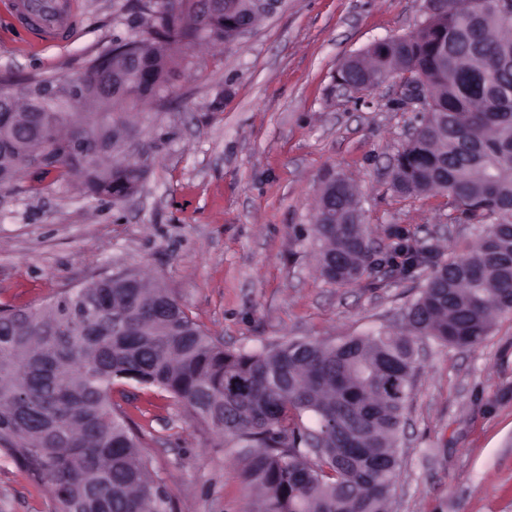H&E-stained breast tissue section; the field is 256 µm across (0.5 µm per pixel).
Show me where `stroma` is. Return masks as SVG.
Wrapping results in <instances>:
<instances>
[{
	"mask_svg": "<svg viewBox=\"0 0 512 512\" xmlns=\"http://www.w3.org/2000/svg\"><path fill=\"white\" fill-rule=\"evenodd\" d=\"M63 43L30 39L0 0V87L80 75L115 41L142 35V0H78ZM424 0H282L245 35L188 50L162 96L139 106L132 151H147L139 190L114 201L81 179L26 172L0 190V306L26 308L106 274L165 282L225 347L324 341L385 331L419 295L428 268L377 267L362 285L326 281L312 234L325 182L344 176L377 258L399 238L461 252L481 227L451 221L448 196L399 197L391 163L416 115L388 78L342 96L336 74L372 43L417 29ZM400 435L391 512H512V313L478 346L419 342ZM112 404L134 428L169 512H248L236 448L218 445L178 399L125 380ZM0 512H53L46 490L0 456Z\"/></svg>",
	"mask_w": 512,
	"mask_h": 512,
	"instance_id": "obj_1",
	"label": "stroma"
}]
</instances>
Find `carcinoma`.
Here are the masks:
<instances>
[{
	"instance_id": "cac0c4a2",
	"label": "carcinoma",
	"mask_w": 512,
	"mask_h": 512,
	"mask_svg": "<svg viewBox=\"0 0 512 512\" xmlns=\"http://www.w3.org/2000/svg\"><path fill=\"white\" fill-rule=\"evenodd\" d=\"M140 39L139 70L106 111L58 112L39 181L80 176L94 194L135 193L147 172L136 162L66 153L72 125L119 141L132 131L130 104L164 90L185 50L197 43L195 0H166ZM474 0H437L426 26L384 51L342 66L340 76L371 91L387 70L430 86L434 122L403 147L392 179L402 197L448 193L456 209L484 225L477 242L448 259L407 246L395 272L431 269L400 324L334 342L287 339L261 352L230 350L206 334L157 277L130 271L60 293L36 309H0V456L45 486L54 512H168V494L139 437L112 406L122 380L180 400L201 424L242 449L255 491L252 512H389L399 432L419 369L417 341L474 347L495 318L512 311V105L491 112L484 79L512 46V15L492 13L484 35L469 30ZM259 16L245 0H219L211 17L220 41ZM0 172L15 179L42 144L19 96L0 121ZM354 188L325 184L314 234L318 268L329 282L355 286L374 269L361 224H328L347 211Z\"/></svg>"
}]
</instances>
